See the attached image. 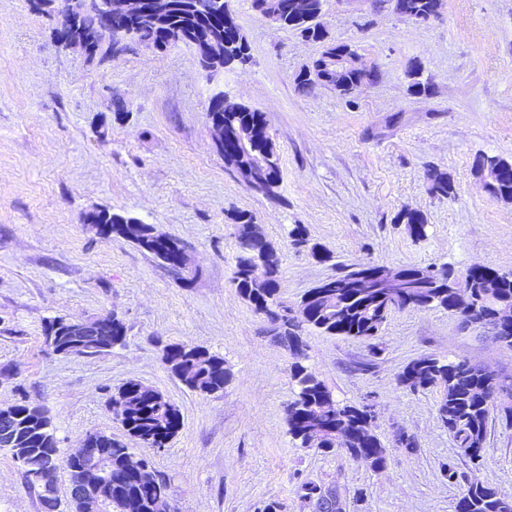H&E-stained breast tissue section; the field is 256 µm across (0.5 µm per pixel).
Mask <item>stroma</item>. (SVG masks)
I'll return each mask as SVG.
<instances>
[{
  "label": "stroma",
  "instance_id": "obj_1",
  "mask_svg": "<svg viewBox=\"0 0 512 512\" xmlns=\"http://www.w3.org/2000/svg\"><path fill=\"white\" fill-rule=\"evenodd\" d=\"M230 5L252 61L210 79L183 44L86 59L58 46L56 9L0 0V405L24 396L44 405L66 452L92 431L133 448L109 398L131 380L157 389L182 421L165 448L147 451L171 483L174 512H261L270 502L306 512L298 489L309 481L335 488L342 512H455L474 476L512 494V428L492 423L473 465L437 418L438 390L397 381L429 354L512 380V348L442 309L392 313L376 356L352 339L307 338V364L334 399L375 404L383 471L341 448L295 447L285 419L293 358L231 284L229 220L238 210L254 216L277 250L281 293L293 307L357 261L512 271V202L490 195L473 167L480 153L512 161V0H445L426 26L366 0L343 9L328 0L331 36L355 45L379 74L349 100L297 86L322 45L262 19L251 0ZM415 65L427 95L409 89ZM218 91L264 113L280 156L273 195L217 153L206 109ZM433 169L448 176L452 197L432 191ZM102 208L182 240L185 278L125 239L101 238L84 217ZM407 209L425 215V238L398 222ZM294 224L329 260L291 244ZM109 313L127 327L125 346L64 357L44 343L55 316ZM168 343L223 356L232 372L223 393L206 397L172 376L161 360ZM401 432L415 448L398 446ZM451 461L462 474L453 482L442 474ZM0 512H42L37 490L2 452Z\"/></svg>",
  "mask_w": 512,
  "mask_h": 512
}]
</instances>
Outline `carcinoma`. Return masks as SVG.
Here are the masks:
<instances>
[{
	"mask_svg": "<svg viewBox=\"0 0 512 512\" xmlns=\"http://www.w3.org/2000/svg\"><path fill=\"white\" fill-rule=\"evenodd\" d=\"M176 7L168 20L152 31H147L136 20L124 22L113 19L107 22L108 33L101 41L85 46L88 59L103 60L110 57L112 35L123 34L133 39L151 36L161 49L182 43L201 50L211 34L224 36L234 43L244 38L228 0H209L213 10L197 8V0H173ZM430 0H395L393 12L405 20L424 14ZM286 28L324 46L319 64L338 50L350 45L338 42L329 35L327 27L318 23L309 26L301 19L287 16ZM375 78L348 75L347 84L335 85L331 90L341 97H352V90L368 88ZM207 112L220 117L224 128L248 131L253 137L255 149L268 155L271 162L272 181L260 188L269 194L280 178L279 154L264 113L239 105V111H224V94L218 92L209 98ZM489 164L502 169L500 179L489 185L487 191L494 197L512 200V163L496 155L479 154L474 165ZM432 191L442 197L454 194L452 183L441 173L430 172ZM399 220L407 224L413 235L426 236L425 216L417 210H406ZM112 236L121 237L149 253L170 271L176 268L167 263L166 246L160 242L163 233L152 224H114ZM288 238L296 247H307L322 261L330 255L309 244L307 230L295 224L288 230ZM254 264L266 266L268 287L252 288L249 269ZM403 272L411 277L414 296L412 299H385L376 292L362 288H341L331 304L324 303L321 289L312 288L300 302L299 310L284 301L280 294V260L276 249L258 234L247 244H238L234 259L231 282L238 294L247 301L257 314H262L275 326L280 340L294 356L290 368L292 397L285 413L288 435L300 448L317 447L323 451L336 448L332 434L346 438L345 450L352 456L363 455L376 471L385 469L387 454L385 445L377 435L376 414L372 404H341L337 402L317 373L304 364L306 341L310 332L326 336H338L358 340L377 352L378 340L389 316L395 311L443 309L455 315L465 328L473 325L488 332L500 343L512 346V334L500 335L498 316L501 308L512 309V273H502L491 267L467 269L457 275L448 265L407 266ZM462 280V287L451 291L448 281ZM63 320L56 316L44 327V341L52 353L63 356L99 355L115 347H123L127 331L121 319L113 314L97 318L98 331L93 337L81 334L50 337L49 327ZM161 359L168 371L187 388L206 396L224 392L230 382L231 372L224 357L196 346L181 343L166 344L161 348ZM402 385L412 391L440 389L437 414L448 435L460 448L462 455L471 462H480L487 450L489 425L496 419L512 426V404L501 399L509 394L512 386L497 373L476 369L465 359L447 360L433 355L422 356L409 362L399 376ZM114 400L121 405V420L125 433L139 441L145 448H163L175 436L181 426L177 407L154 388L138 381L125 383ZM13 416L20 430L16 445L0 446L11 455L23 471L29 485L40 489V477L46 471L58 472L64 468L69 474L70 492L79 491V475L83 462L58 447L55 427L48 410L40 403L26 397L13 403ZM107 441V454L112 462V494L99 502V512H170V484L159 476L148 459L130 448L123 441L94 431L86 435V441L99 448ZM467 488L456 503V512H512V495L500 492L496 487L477 478L466 480ZM303 506L311 512H340L341 506L332 488L315 483H304L299 489Z\"/></svg>",
	"mask_w": 512,
	"mask_h": 512,
	"instance_id": "cac0c4a2",
	"label": "carcinoma"
}]
</instances>
